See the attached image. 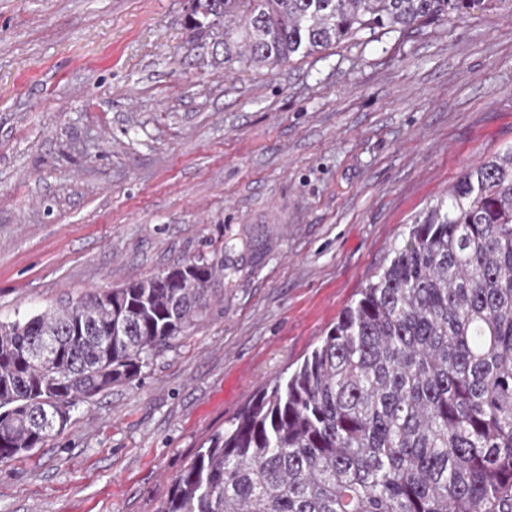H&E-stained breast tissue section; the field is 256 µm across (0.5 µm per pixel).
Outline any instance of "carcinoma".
<instances>
[{
	"instance_id": "carcinoma-1",
	"label": "carcinoma",
	"mask_w": 512,
	"mask_h": 512,
	"mask_svg": "<svg viewBox=\"0 0 512 512\" xmlns=\"http://www.w3.org/2000/svg\"><path fill=\"white\" fill-rule=\"evenodd\" d=\"M274 68L361 32L512 0H190ZM187 265L0 323V461L61 432L193 327L214 266ZM158 512H512V145L411 222L288 377L257 393Z\"/></svg>"
}]
</instances>
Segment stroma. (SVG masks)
Wrapping results in <instances>:
<instances>
[{
  "label": "stroma",
  "mask_w": 512,
  "mask_h": 512,
  "mask_svg": "<svg viewBox=\"0 0 512 512\" xmlns=\"http://www.w3.org/2000/svg\"><path fill=\"white\" fill-rule=\"evenodd\" d=\"M189 0H0V322L194 261L193 328L0 462V512H157L291 374L414 216L512 145V12L364 32L274 69Z\"/></svg>",
  "instance_id": "1"
}]
</instances>
